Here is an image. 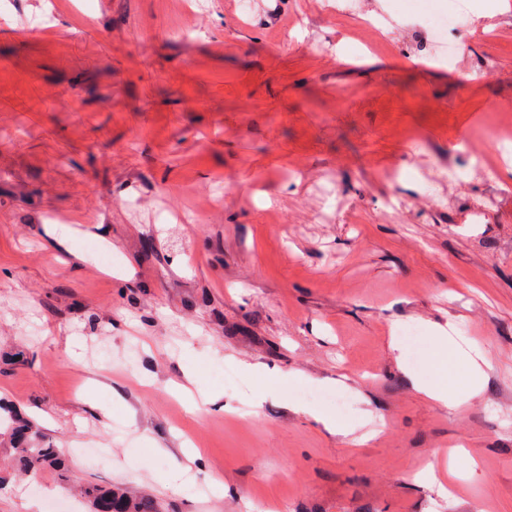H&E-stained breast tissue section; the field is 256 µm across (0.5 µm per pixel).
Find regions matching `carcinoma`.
Segmentation results:
<instances>
[{
	"instance_id": "obj_1",
	"label": "carcinoma",
	"mask_w": 512,
	"mask_h": 512,
	"mask_svg": "<svg viewBox=\"0 0 512 512\" xmlns=\"http://www.w3.org/2000/svg\"><path fill=\"white\" fill-rule=\"evenodd\" d=\"M0 437L7 439L5 454L16 462L24 475L34 478L50 469L61 479H68L69 470L61 450L45 439L29 420L8 407H0ZM80 493L88 501L90 512H95L96 506L103 502L112 504L113 512H159V504L149 495L130 500L97 484L81 488Z\"/></svg>"
}]
</instances>
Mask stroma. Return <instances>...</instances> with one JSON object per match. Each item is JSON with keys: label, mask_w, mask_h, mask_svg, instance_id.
Wrapping results in <instances>:
<instances>
[{"label": "stroma", "mask_w": 512, "mask_h": 512, "mask_svg": "<svg viewBox=\"0 0 512 512\" xmlns=\"http://www.w3.org/2000/svg\"><path fill=\"white\" fill-rule=\"evenodd\" d=\"M469 2L437 0L467 15L451 60L423 0L0 9V403L76 481L162 512H512V10L488 31ZM430 320L490 356L463 408L413 387ZM189 368L209 403L174 392ZM461 448L440 499L422 472ZM51 503L89 512L0 471V512Z\"/></svg>", "instance_id": "1"}]
</instances>
